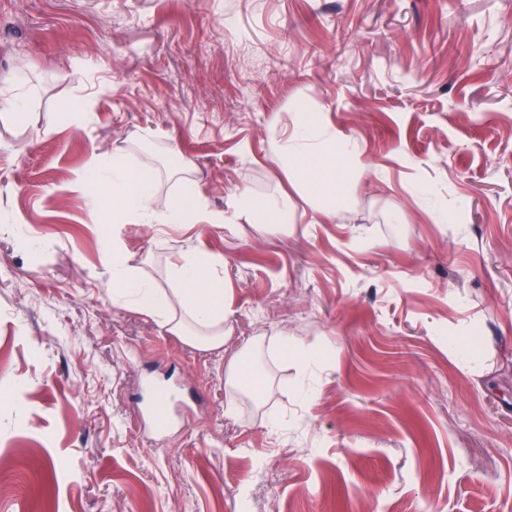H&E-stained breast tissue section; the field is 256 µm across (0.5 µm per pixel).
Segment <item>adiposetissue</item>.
Returning <instances> with one entry per match:
<instances>
[{"label": "adipose tissue", "instance_id": "adipose-tissue-1", "mask_svg": "<svg viewBox=\"0 0 512 512\" xmlns=\"http://www.w3.org/2000/svg\"><path fill=\"white\" fill-rule=\"evenodd\" d=\"M270 136L279 145L280 167L289 186L305 197L314 217L334 220L344 200L361 178L364 166L351 137L330 122L309 125L303 113H294L290 122L274 123ZM83 179L97 206L93 221L102 217L99 201L112 203L116 224H140L153 218L160 224L223 223L220 214L207 212L201 194H193V206L186 209L177 196H162L153 168L134 166L116 155L109 166L91 159ZM229 207L236 219L254 221L259 213L276 216L279 223L289 218L280 197L257 203L248 190H239ZM220 259L197 249L181 255L168 267L170 288L152 286L139 268L124 256L120 240L112 242V298L133 303L153 317L162 331L179 337L200 350L223 349L230 338L224 291L218 283Z\"/></svg>", "mask_w": 512, "mask_h": 512}]
</instances>
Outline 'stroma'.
I'll return each instance as SVG.
<instances>
[{
	"instance_id": "obj_1",
	"label": "stroma",
	"mask_w": 512,
	"mask_h": 512,
	"mask_svg": "<svg viewBox=\"0 0 512 512\" xmlns=\"http://www.w3.org/2000/svg\"><path fill=\"white\" fill-rule=\"evenodd\" d=\"M20 85L0 512H512V0H0V93ZM304 105L366 174L334 222L295 193L285 232L235 220L236 191L286 189L269 128ZM116 153L225 223H90L77 177ZM116 234L159 288L180 253L223 259V350L113 303ZM251 341L260 400L225 382Z\"/></svg>"
}]
</instances>
